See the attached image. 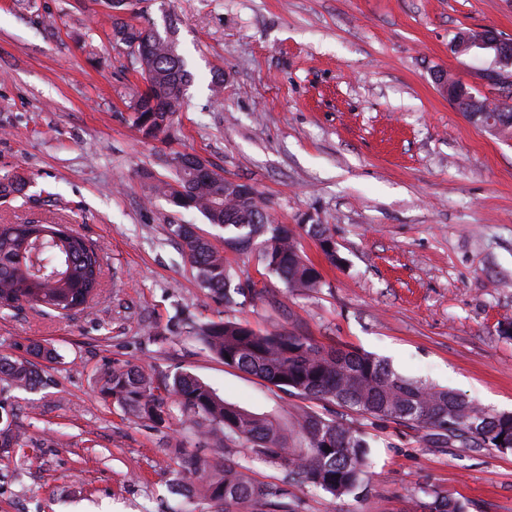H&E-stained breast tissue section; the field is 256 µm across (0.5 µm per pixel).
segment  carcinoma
<instances>
[{
    "label": "carcinoma",
    "mask_w": 512,
    "mask_h": 512,
    "mask_svg": "<svg viewBox=\"0 0 512 512\" xmlns=\"http://www.w3.org/2000/svg\"><path fill=\"white\" fill-rule=\"evenodd\" d=\"M102 17L114 40L129 50L148 49L136 65L146 89L129 104L132 124L141 136L171 133L174 117L185 106L190 82L188 63L174 31L142 28L113 14H136V0H101ZM196 156L169 161L172 180H158L156 195L183 209L199 212L222 230L224 246L257 252L261 276L280 279L291 291L316 292L320 272L299 247L297 233L279 224L261 194L244 199L225 185L219 170L197 173ZM315 238L336 245L325 224H300ZM173 234L206 297L226 307H244L263 299L265 289L241 282L224 260V251L195 232L193 224H175ZM103 269L98 249L82 234H62L57 224H0V309L25 305L58 313L79 312L97 296ZM208 351L224 365L248 373L288 398L317 399L380 420L428 431L450 445L490 447L512 452V413L492 412L463 395L404 378L366 352L325 347L305 336L261 331L235 319L210 320L192 328ZM0 382L27 390L39 383L37 364L0 354ZM100 394L129 416L155 427L188 421L218 448L237 443L251 455L286 469L293 479L336 499L362 493L370 451L361 432L301 406L287 417L258 414L229 404L188 371L162 380L145 369L114 365L103 377ZM179 471L199 482L198 495L222 506V512L287 510L286 491L255 482L247 467L226 458L219 463L185 448L173 449ZM421 512H463L437 491L423 492Z\"/></svg>",
    "instance_id": "obj_1"
}]
</instances>
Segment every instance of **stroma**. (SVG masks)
I'll return each mask as SVG.
<instances>
[{"instance_id": "stroma-1", "label": "stroma", "mask_w": 512, "mask_h": 512, "mask_svg": "<svg viewBox=\"0 0 512 512\" xmlns=\"http://www.w3.org/2000/svg\"><path fill=\"white\" fill-rule=\"evenodd\" d=\"M132 23H173L194 79L171 135L141 139L127 105L143 87L133 58L97 23L99 0L0 7V224H72L102 250L92 308L62 317L0 312V354L39 360L34 390L0 385L20 446L0 448V512H215L171 493L169 450L212 454L190 425L152 427L98 388L131 363L185 369L255 413L287 402L227 367L187 325L216 318L310 337L388 360L399 374L512 412V139L457 111L434 79H478L449 43L462 29L512 36V0H143ZM54 27H45V18ZM224 90L213 97L215 72ZM190 153L266 198L278 223L328 225L343 262L300 235L324 286L288 291L261 278L255 254L225 250L267 301L227 308L198 287L174 224L215 230L149 191L162 157ZM309 409L357 427L371 445L363 497L336 499L252 462L285 488L291 512H420L422 489L465 512H512V452L451 447L420 431L325 401Z\"/></svg>"}]
</instances>
